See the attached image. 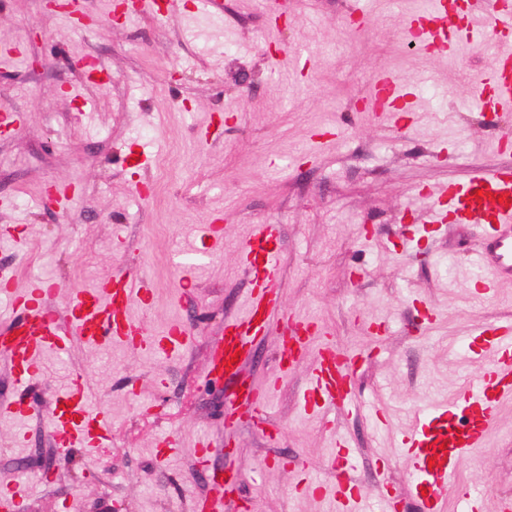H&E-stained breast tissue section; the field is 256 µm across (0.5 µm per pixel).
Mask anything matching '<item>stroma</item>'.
Returning a JSON list of instances; mask_svg holds the SVG:
<instances>
[{"mask_svg":"<svg viewBox=\"0 0 512 512\" xmlns=\"http://www.w3.org/2000/svg\"><path fill=\"white\" fill-rule=\"evenodd\" d=\"M151 2L114 21L113 0H77L99 24L89 37L43 0H0V47L22 45L20 57L0 55V113L20 120L0 129V278L18 288L56 283L61 312L71 290L128 267L153 289L149 304L130 311L146 332L179 319L194 336L170 358L76 338L65 360L46 355L44 400L80 376L89 405L112 424L114 446L66 456L46 414L0 416V486L27 471L49 476L30 486L22 512H109L114 497L126 512H194L210 490L192 448L204 435L213 465L240 475L224 512H332L305 487L334 484L339 435L370 507L388 483L403 512H424L402 441L417 412L487 372L484 359L455 348L512 318V281L478 293L466 263L469 225L430 228L411 245L399 229L424 225L448 182L512 167V143H497L512 129V111L483 115L469 104L470 78L488 77L493 58L512 53V33L441 55L406 38L427 0H217L210 8L175 0L161 13ZM89 58L111 81L73 68ZM380 72L415 95L399 122L362 108ZM55 184L72 188L59 206L43 200ZM218 213L224 246L183 287L178 257L200 246L202 226ZM257 224L279 227L283 311L241 375L274 385L266 421L281 431L275 441L247 418L225 430L233 386L205 373L225 319L246 307L251 278L238 247ZM291 318L320 332L287 370L280 338ZM327 343L353 360L355 396L322 417L305 413L299 398ZM160 427L184 443L162 463L152 439ZM459 473L461 492L444 512H462L468 489L481 495L482 512L512 496V401Z\"/></svg>","mask_w":512,"mask_h":512,"instance_id":"35a3bbf8","label":"stroma"}]
</instances>
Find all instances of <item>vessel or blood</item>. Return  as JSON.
<instances>
[{
  "label": "vessel or blood",
  "instance_id": "b4317fda",
  "mask_svg": "<svg viewBox=\"0 0 512 512\" xmlns=\"http://www.w3.org/2000/svg\"><path fill=\"white\" fill-rule=\"evenodd\" d=\"M488 29L498 33L512 29V0H498ZM409 36L429 52L447 53L457 42L476 40L471 27H449L447 0H433L425 22L408 27ZM475 108L494 112L512 109V58L493 60L489 78L473 82ZM413 95L392 77L376 74L368 109L375 112L410 111ZM468 224L478 230V245L470 260L484 289L512 280V169L495 168L478 172L463 181L448 184L439 194L432 213L436 224ZM282 250L278 227L256 225L240 249L244 266L252 278L253 291L245 312L224 324V334L212 346L209 377L236 382L226 409L225 424L233 426L249 417L264 425L270 394L251 387L241 379L240 363L233 354L245 352L255 340L266 335L272 316L281 309L276 288L278 260ZM12 307L11 323L0 329V357L8 361L18 387L15 399L0 404V413L17 419L29 417L37 408L34 386L41 375L45 355L65 357L68 337L98 347L104 344L145 350L171 356L187 349L193 336L181 321L170 322L157 335H148L130 315L132 300L149 301L152 290L136 271L122 269L111 280L71 295L65 315H58L46 299L52 288L39 284L18 289L0 287ZM481 355L492 356L490 370L477 383L464 387L455 399L432 404L419 414L405 438L412 469L418 479L414 493L420 494L427 512H441L451 493L457 492L459 462L482 447L491 433L499 405L512 400V321L484 326ZM350 364L333 345L323 346L301 399L304 412L315 413L324 406L343 405L349 393ZM50 432L62 451L79 448L93 454L112 444V427L107 416L87 405L79 381L59 390L50 410ZM210 494L199 503L200 512H224L234 498L238 480L230 473L211 468ZM342 512H370L364 498L345 472H338L332 489H321ZM28 498L24 483L0 488V512H20Z\"/></svg>",
  "mask_w": 512,
  "mask_h": 512
}]
</instances>
